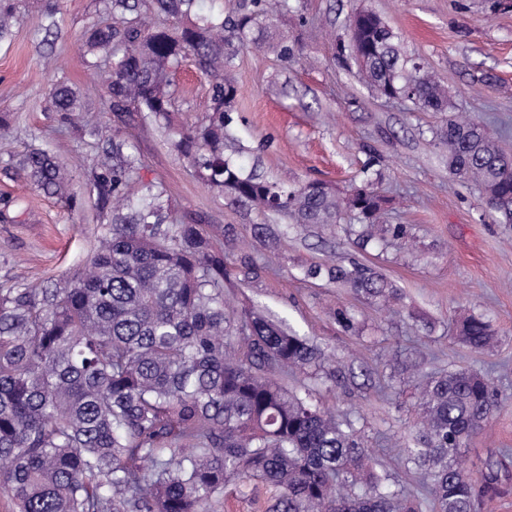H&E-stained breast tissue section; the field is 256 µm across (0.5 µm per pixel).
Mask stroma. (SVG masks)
Wrapping results in <instances>:
<instances>
[{
  "instance_id": "obj_1",
  "label": "stroma",
  "mask_w": 512,
  "mask_h": 512,
  "mask_svg": "<svg viewBox=\"0 0 512 512\" xmlns=\"http://www.w3.org/2000/svg\"><path fill=\"white\" fill-rule=\"evenodd\" d=\"M47 3L21 0L12 41L0 47V114L9 118L0 146V284L56 281L87 264L102 221L86 179L102 138L127 139L142 159L144 181L170 190L178 219L223 227L233 269L257 260L255 274L225 289L226 301L285 319L322 349L336 378L315 385L314 397L337 418L359 417L378 471L418 496L422 512L433 510L428 479L404 460L418 418L416 386L430 372L487 376L501 407L470 440L464 466L474 481L488 472L498 478L497 495L481 512H512V224L492 223L481 189L449 176L444 151L431 143L442 113L376 96L352 60L335 56L353 12L362 6L376 12L445 85L457 112L480 120L512 152V10L493 0H290V13L274 26L299 49L297 59L286 63L250 49L235 59L238 120L227 152L239 163L275 180H321L341 192L359 180L366 161L381 171L384 223L405 225L408 242L383 240L377 225L378 243L363 250L341 224H289L227 205L199 182L163 131L142 128L137 118H104L98 139L60 125L46 110V93L59 77L83 90L90 85L79 37L101 13L102 0H59L62 32L49 50L30 36ZM174 80L177 120H201L206 80L189 60ZM46 141L70 173L80 208L36 192L8 165L10 155ZM260 224L278 243L259 238ZM354 261L397 288L392 306L306 275L316 264ZM343 307L357 315L355 334L336 324L334 313ZM471 314L489 321L491 349L459 341L458 324ZM277 496L260 483H232L212 512H268Z\"/></svg>"
}]
</instances>
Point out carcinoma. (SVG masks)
<instances>
[{
    "label": "carcinoma",
    "mask_w": 512,
    "mask_h": 512,
    "mask_svg": "<svg viewBox=\"0 0 512 512\" xmlns=\"http://www.w3.org/2000/svg\"><path fill=\"white\" fill-rule=\"evenodd\" d=\"M104 0L105 18L81 37L91 74L105 94L95 119L65 80L51 84L47 111L97 131L110 113H137L164 129L198 180L241 209L290 224H359L372 239L382 198L373 163L343 196L326 183L271 181L225 154L235 121V81L244 49L297 56L272 31L289 0ZM18 0H0V44L11 40ZM62 22L50 3L31 36L54 43ZM348 47L368 87L416 111L446 112L432 142L446 149L454 180L478 184L500 224H512V156L483 125L459 116L425 63L406 55L399 33L375 12L349 20ZM192 57L208 81L202 121L176 126L171 73ZM107 161L86 183L108 218L87 268L60 282L0 285V495L15 512H210L231 481L274 486L272 512H419L416 499L384 481L361 429L338 420L275 374L306 370L336 378L321 349L262 312H228L223 249L198 224L177 223L170 193L140 175L127 140L107 141ZM31 187L67 201L71 176L47 145L10 157ZM311 278L345 281L373 301L398 298L371 268L315 265ZM461 340L491 343V325L468 316ZM422 420L405 464L429 478L435 512H473L495 491L494 473L476 485L463 467L473 434L499 407L479 372L429 378Z\"/></svg>",
    "instance_id": "obj_1"
}]
</instances>
